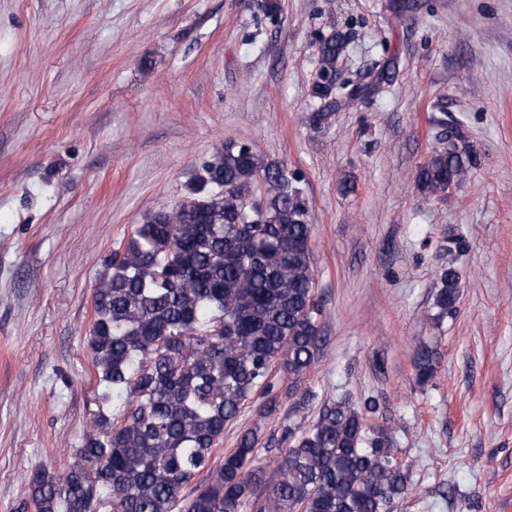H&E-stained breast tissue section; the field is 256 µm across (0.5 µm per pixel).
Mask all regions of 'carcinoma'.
Segmentation results:
<instances>
[{
    "instance_id": "1",
    "label": "carcinoma",
    "mask_w": 512,
    "mask_h": 512,
    "mask_svg": "<svg viewBox=\"0 0 512 512\" xmlns=\"http://www.w3.org/2000/svg\"><path fill=\"white\" fill-rule=\"evenodd\" d=\"M349 43L339 31L319 42L315 126L363 95L338 90ZM475 165L469 147L450 138L418 167L417 190L438 197ZM300 183L228 139L190 181L189 200L148 212L112 251L88 336L112 417L93 420L65 472L28 475L36 512H391L404 499L409 465L395 433L369 424L378 410L369 397L341 399L308 427H284L273 481L256 463L252 429L212 464L245 404L262 397L276 412L275 365L288 372L293 412L313 397L304 378L320 351L322 306ZM434 288L441 322L457 313L458 271L442 269ZM413 365L419 385L431 382L437 352L418 345ZM204 470L208 478L183 494Z\"/></svg>"
}]
</instances>
